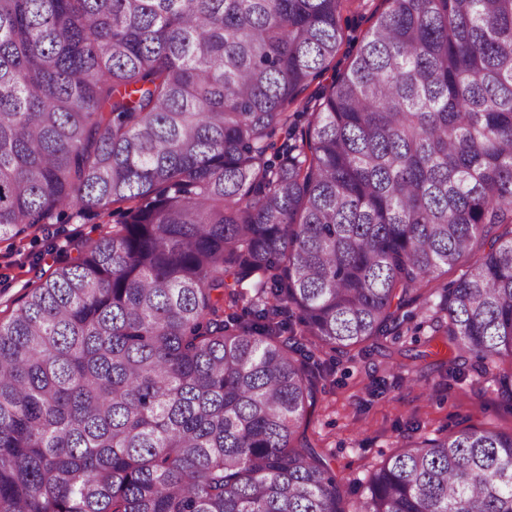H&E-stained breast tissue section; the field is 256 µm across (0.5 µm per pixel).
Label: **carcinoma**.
Wrapping results in <instances>:
<instances>
[{"label": "carcinoma", "mask_w": 512, "mask_h": 512, "mask_svg": "<svg viewBox=\"0 0 512 512\" xmlns=\"http://www.w3.org/2000/svg\"><path fill=\"white\" fill-rule=\"evenodd\" d=\"M346 2L0 0V240L125 205L0 319V512H512V433L349 511L305 436L314 350L452 270L431 341L512 397V0H383L323 83Z\"/></svg>", "instance_id": "cac0c4a2"}]
</instances>
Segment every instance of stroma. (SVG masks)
Returning a JSON list of instances; mask_svg holds the SVG:
<instances>
[{
  "label": "stroma",
  "instance_id": "1",
  "mask_svg": "<svg viewBox=\"0 0 512 512\" xmlns=\"http://www.w3.org/2000/svg\"><path fill=\"white\" fill-rule=\"evenodd\" d=\"M111 218L44 224L0 241V318H7L42 272L73 261L78 250L110 231ZM399 334L365 342L348 355L317 356L328 372L307 436L349 489L362 487L411 436L447 434L461 422L512 432V398L466 354L429 353L431 335L419 305Z\"/></svg>",
  "mask_w": 512,
  "mask_h": 512
}]
</instances>
